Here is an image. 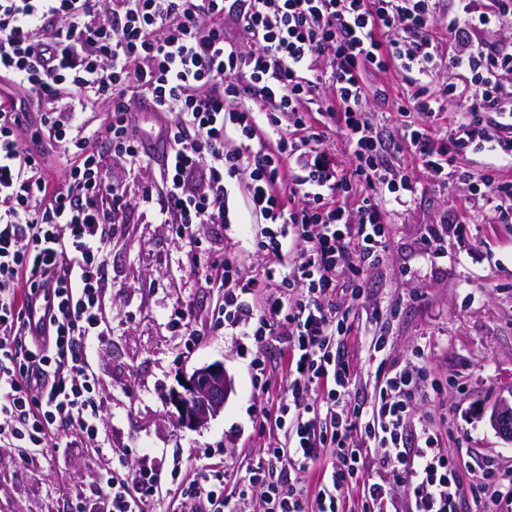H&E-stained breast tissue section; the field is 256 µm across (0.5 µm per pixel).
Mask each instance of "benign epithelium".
<instances>
[{"label": "benign epithelium", "mask_w": 512, "mask_h": 512, "mask_svg": "<svg viewBox=\"0 0 512 512\" xmlns=\"http://www.w3.org/2000/svg\"><path fill=\"white\" fill-rule=\"evenodd\" d=\"M230 387V379L220 362L195 369L182 382V390L173 394L179 419L194 426L219 413ZM489 425L502 437L512 441V403L498 404L488 417Z\"/></svg>", "instance_id": "1"}]
</instances>
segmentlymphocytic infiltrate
<instances>
[{
  "instance_id": "f902f5d3",
  "label": "lymphocytic infiltrate",
  "mask_w": 512,
  "mask_h": 512,
  "mask_svg": "<svg viewBox=\"0 0 512 512\" xmlns=\"http://www.w3.org/2000/svg\"><path fill=\"white\" fill-rule=\"evenodd\" d=\"M230 24L237 38L226 35ZM507 24L512 0H0V76L46 105L35 121L15 99L0 100V447L28 459L80 435L97 461L98 490L74 512H147L160 496L156 459L114 469L98 438L89 362L108 333L106 258L127 209L111 162L152 164L136 98L163 118L158 221L203 287L220 291L217 330L256 340L286 333L288 381L262 410L276 439L245 476L230 478L220 461L198 467L181 486L185 512H388L396 486L412 512H460L457 460L432 423L410 426L420 395L412 375L387 373L356 403L337 295L361 298L366 270L385 255L393 206L420 189L422 180L392 173L389 152L412 153L426 179L444 184L459 155L487 143L494 160L471 193L488 220L512 222V139L486 133L478 117L498 113L512 129V42L482 38ZM463 27L471 43L447 54ZM445 67L471 76L474 103L461 121L445 120L448 90L433 84ZM369 69L396 70L407 85L394 103L407 121L387 146L365 110ZM326 85L334 97L325 105ZM99 106L110 120L96 127L89 113ZM331 127L355 159L351 171L320 148ZM30 134L64 161L63 183L23 149ZM288 161L300 175L282 177ZM234 178L261 220L252 243L270 262L259 282L224 256L202 258L195 234L235 222L226 188ZM357 187L352 212L346 199ZM296 248L299 259L285 261ZM35 296L48 304L43 336L26 330ZM367 445L381 449L394 484L365 477ZM327 448L331 467L308 497L299 476ZM473 475L475 512H512V465L489 459Z\"/></svg>"
}]
</instances>
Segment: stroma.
Instances as JSON below:
<instances>
[{
	"instance_id": "35a3bbf8",
	"label": "stroma",
	"mask_w": 512,
	"mask_h": 512,
	"mask_svg": "<svg viewBox=\"0 0 512 512\" xmlns=\"http://www.w3.org/2000/svg\"><path fill=\"white\" fill-rule=\"evenodd\" d=\"M364 80L378 132L385 138L398 134L399 118L389 102L403 91L402 76L372 70ZM486 161L484 153L467 151L447 186L424 184L409 204L397 207L382 263L368 269L362 298L343 304L353 325L346 348L357 387L368 396L377 376L368 339L384 337L387 368L413 373L427 392L414 414L441 429L442 448L467 462L495 455L511 464L512 442L487 418L512 397V223H487L481 205L466 204L468 179L484 173ZM112 173L130 208L107 257L111 331L92 356L101 384V436L112 447V463L148 453L168 464L180 461L187 477L213 452L229 474L244 471L272 440L256 416L267 397L253 387L248 364L254 356L264 359L270 391L278 392L287 381L280 348L210 332L215 291L201 286L181 242L169 225L158 223V203L141 201L143 186L158 180V170L131 171L116 161ZM465 210L473 220L469 238L448 235L442 257L421 260L417 246L429 225L455 220ZM239 216L227 230L201 225L198 236L203 246L239 260L246 276L262 278L268 258L249 243L256 219L244 209ZM177 308L190 310L200 332L192 348H185L170 321ZM218 361L232 381L223 410L204 424L179 425L172 391L185 374ZM435 384L441 390L434 395ZM97 489L96 468L81 438L29 460L0 447V512H71L76 499Z\"/></svg>"
}]
</instances>
